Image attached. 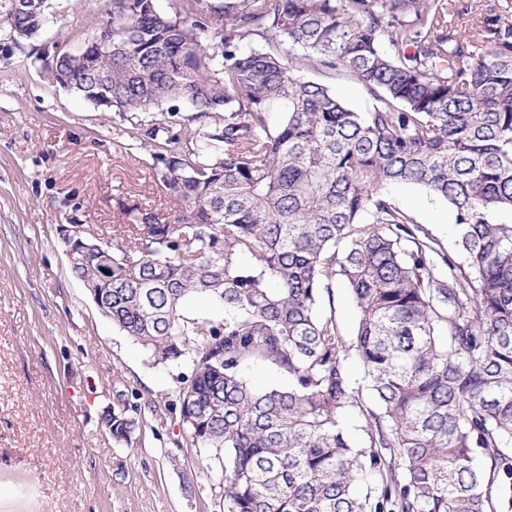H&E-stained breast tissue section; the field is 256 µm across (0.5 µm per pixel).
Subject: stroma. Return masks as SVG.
Listing matches in <instances>:
<instances>
[{
    "label": "stroma",
    "mask_w": 512,
    "mask_h": 512,
    "mask_svg": "<svg viewBox=\"0 0 512 512\" xmlns=\"http://www.w3.org/2000/svg\"><path fill=\"white\" fill-rule=\"evenodd\" d=\"M40 36L0 31V512H224L219 468L172 407L180 363L154 365L98 309L71 269L70 225L111 243L131 209L171 215L151 150L130 122L49 83L42 48L76 50L112 0H48ZM389 195L446 251L447 203L413 185ZM136 405L130 444L107 410Z\"/></svg>",
    "instance_id": "35a3bbf8"
}]
</instances>
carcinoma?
I'll use <instances>...</instances> for the list:
<instances>
[{"instance_id":"cac0c4a2","label":"carcinoma","mask_w":512,"mask_h":512,"mask_svg":"<svg viewBox=\"0 0 512 512\" xmlns=\"http://www.w3.org/2000/svg\"><path fill=\"white\" fill-rule=\"evenodd\" d=\"M39 2L36 15L0 5V28L32 38ZM470 13L458 0H112V53L93 69L65 51L48 69L94 104L104 73L180 205L169 221L132 211L72 271L152 364L191 367L175 405L195 447L224 452V512H496L512 492V5L459 23ZM336 77L362 84L364 110ZM396 184L448 203L460 259L395 204ZM336 280L359 313L349 345L322 312ZM195 296L224 317L188 312ZM252 362L288 385H252ZM103 422L131 443L135 417ZM336 95L343 99L349 105L363 109L368 101L363 87L355 80L342 78L330 80Z\"/></svg>"}]
</instances>
